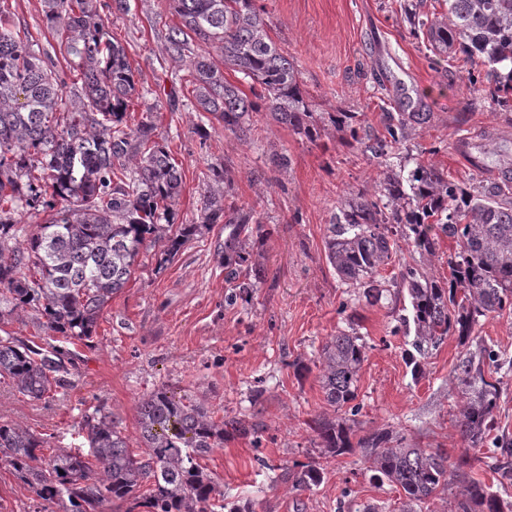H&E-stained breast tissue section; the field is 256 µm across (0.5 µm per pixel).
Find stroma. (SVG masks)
<instances>
[{"label": "stroma", "mask_w": 512, "mask_h": 512, "mask_svg": "<svg viewBox=\"0 0 512 512\" xmlns=\"http://www.w3.org/2000/svg\"><path fill=\"white\" fill-rule=\"evenodd\" d=\"M405 0H256L271 22L270 35L294 59L305 99L322 128L309 141L267 112L252 113L253 138L225 132L186 106L187 63L162 52L169 26L178 24L169 0H129L113 15V36L125 45L140 98L129 124L152 117L183 171L174 205L176 223H198L201 179L208 166L231 170L227 202L255 208L264 233L251 250L266 278L249 302L228 304L229 288L214 253L223 225L202 230L173 260L157 265L140 257L125 288L104 309L91 346L77 347L72 385L34 400L0 378V422L17 423L47 439L49 447H76L75 426L85 408L105 403L130 446L138 444L136 408L160 386L204 401L216 417L235 418L257 435L225 440L203 464L219 479L224 499H251L267 512H398L400 494L376 482L359 453L321 460L307 422L335 412L321 389L315 359L338 330L356 328L366 344L358 382L356 436L388 428L404 444L457 461L468 456L469 476L512 502V476L488 467V456L512 458V375L504 380L496 428L482 451L466 449L452 406L458 398L453 368L468 347L451 336L413 377L406 354L414 329L399 323L408 297L376 306L344 285L325 253L326 227L349 190L370 186L379 160L341 140L328 115L354 113L361 137L384 133L383 115L398 109L397 83L424 96L431 120L400 145L391 164L413 168L422 160L471 185L512 170V101L472 99L469 64L453 50L440 66L410 29ZM14 19L41 50L56 42L46 30L43 0H10ZM287 155L288 168L273 155ZM320 461V479L299 490L276 470ZM35 494L0 465V512H39Z\"/></svg>", "instance_id": "35a3bbf8"}]
</instances>
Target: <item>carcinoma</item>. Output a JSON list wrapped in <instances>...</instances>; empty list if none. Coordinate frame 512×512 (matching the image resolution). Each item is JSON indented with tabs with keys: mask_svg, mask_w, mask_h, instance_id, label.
<instances>
[{
	"mask_svg": "<svg viewBox=\"0 0 512 512\" xmlns=\"http://www.w3.org/2000/svg\"><path fill=\"white\" fill-rule=\"evenodd\" d=\"M180 23L168 28L163 53L190 59L191 106L247 135L245 116L264 108L272 118L310 140L319 125L304 102L299 72L270 36L271 24L254 0H170ZM448 11L425 10L426 0L406 4L407 20L436 50L458 47L473 73L470 95L496 91L512 96V0H443ZM47 28L56 41L57 59L35 49L30 32L17 25L8 0H0V324L31 315L46 334L64 344L46 347L13 336H0V376L19 393L42 400L71 386L75 363L70 346L87 344L98 320L139 266L140 255L156 249L160 262L173 259L201 229L224 225L215 254L232 287L227 301L244 302L261 283L262 263L247 250L263 233L262 217L253 208L224 203L218 186L229 171L208 167L203 174V207L198 224H175L173 205L183 174L167 139L153 120L128 124L138 95L127 49L109 30L98 0H44ZM216 44L224 66L248 84L254 102L228 81L197 43ZM77 72L75 91L67 93L59 60ZM351 112L331 116L336 130L349 128ZM431 113L422 100L407 102V111L386 113L385 134L366 146L389 157ZM46 215L37 231L20 241L15 215ZM456 240L459 252L448 261L444 279L421 261L401 267L385 280L400 244L420 257L435 254L440 236ZM325 250L337 277L370 306L405 291L410 300L417 355L421 358L445 338L475 341L453 373L458 382V426L471 448L484 445L494 429L503 380L493 378L498 353L474 340L481 319L512 311V188L477 178L470 187L448 180L432 164L416 163L409 171L386 162L369 188L347 193L328 225ZM365 343L355 330H342L323 345L318 363L321 388L339 418L315 417L308 428L319 439L325 459L357 451L378 482L404 492L403 512L426 502L455 481L464 482L455 512H504L512 504L463 470L466 460L450 466L448 458L423 448H407L391 430L350 440V418L359 412L360 371ZM139 451L112 411L99 403L82 414L79 431L93 472L82 453L54 448L15 423H0V462L10 467L52 512H207L224 491L198 463L224 446V439L245 429L233 419H217L202 402L178 397L161 387L137 407ZM320 469L308 463L282 468L280 479L307 488Z\"/></svg>",
	"mask_w": 512,
	"mask_h": 512,
	"instance_id": "cac0c4a2",
	"label": "carcinoma"
}]
</instances>
